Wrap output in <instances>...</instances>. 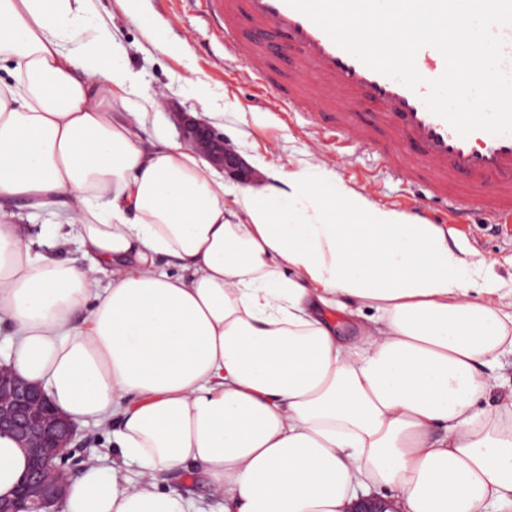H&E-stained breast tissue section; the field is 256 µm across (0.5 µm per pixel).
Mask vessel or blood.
Instances as JSON below:
<instances>
[{"mask_svg": "<svg viewBox=\"0 0 512 512\" xmlns=\"http://www.w3.org/2000/svg\"><path fill=\"white\" fill-rule=\"evenodd\" d=\"M213 6L224 16L225 47L277 89L281 107L310 110L321 141L356 151L379 147L390 165L400 163L399 147L408 145L414 159L407 177L425 183L455 222H467L474 212L485 224L512 222V134L479 129L463 137L428 110V82L445 69L436 48L418 50L424 82L412 90L337 46L285 0H213ZM243 17L249 22L244 32L238 27ZM325 98L332 111L322 110ZM360 100L375 109L364 124L350 110Z\"/></svg>", "mask_w": 512, "mask_h": 512, "instance_id": "1", "label": "vessel or blood"}]
</instances>
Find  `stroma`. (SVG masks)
Returning <instances> with one entry per match:
<instances>
[{
	"instance_id": "1",
	"label": "stroma",
	"mask_w": 512,
	"mask_h": 512,
	"mask_svg": "<svg viewBox=\"0 0 512 512\" xmlns=\"http://www.w3.org/2000/svg\"><path fill=\"white\" fill-rule=\"evenodd\" d=\"M84 6L111 25L129 67L138 76L140 94L164 95L159 111L151 113L144 127L136 128L140 140L153 142L162 136L178 144L182 118L209 121L242 156L258 157L285 170L322 162L337 179L360 189L379 205L405 213L419 204L431 205L423 186L396 177L375 152L326 147L315 139L309 113L279 111L276 90L244 77L241 63L225 50L223 21L214 15L211 0H139L136 19L123 15L114 0H85ZM144 19L167 24L169 39L187 44L188 55L175 57L146 42L140 25ZM210 101L223 107V118L212 119L206 110ZM0 210L13 214L15 223L26 225L45 256L85 264L76 246L57 245L46 235L45 227L53 221L48 213L29 218L20 200L2 203ZM448 242L490 256L495 261L493 277L503 287H512V224H452ZM119 428L116 422L79 423L83 445L76 449V456L111 465L112 437ZM163 482L166 488L186 494L196 512H221V500L211 494L200 473L167 475Z\"/></svg>"
}]
</instances>
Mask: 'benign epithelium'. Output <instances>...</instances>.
<instances>
[{
	"label": "benign epithelium",
	"mask_w": 512,
	"mask_h": 512,
	"mask_svg": "<svg viewBox=\"0 0 512 512\" xmlns=\"http://www.w3.org/2000/svg\"><path fill=\"white\" fill-rule=\"evenodd\" d=\"M182 138L219 170L242 182L248 180L241 157L213 126L188 120ZM5 432L26 452L29 466L15 497L0 498V512H59L77 466L67 451L76 442L77 426L54 407L40 387L0 364V433ZM351 512L397 510L391 500L371 496L357 501Z\"/></svg>",
	"instance_id": "obj_1"
}]
</instances>
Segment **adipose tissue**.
I'll list each match as a JSON object with an SVG mask.
<instances>
[{"instance_id":"adipose-tissue-1","label":"adipose tissue","mask_w":512,"mask_h":512,"mask_svg":"<svg viewBox=\"0 0 512 512\" xmlns=\"http://www.w3.org/2000/svg\"><path fill=\"white\" fill-rule=\"evenodd\" d=\"M81 2L0 0V201L50 212L91 260L47 258L0 214L5 362L73 421L121 425L62 512H189L159 477L192 466L223 512H348L383 487L401 512H512V396L485 404L512 290L479 280L491 260L320 164L258 161L231 191L140 145L120 115L158 101H134ZM333 310L366 317L359 340Z\"/></svg>"}]
</instances>
